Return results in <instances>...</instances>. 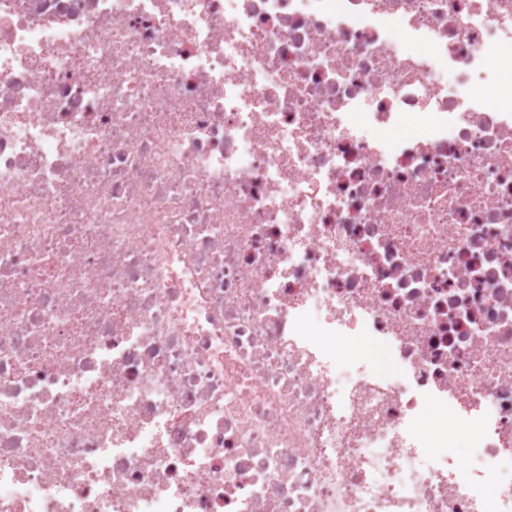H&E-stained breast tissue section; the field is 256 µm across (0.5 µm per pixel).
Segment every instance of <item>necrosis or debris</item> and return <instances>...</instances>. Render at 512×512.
I'll return each mask as SVG.
<instances>
[{
	"mask_svg": "<svg viewBox=\"0 0 512 512\" xmlns=\"http://www.w3.org/2000/svg\"><path fill=\"white\" fill-rule=\"evenodd\" d=\"M509 76L512 0H0V512H512Z\"/></svg>",
	"mask_w": 512,
	"mask_h": 512,
	"instance_id": "necrosis-or-debris-1",
	"label": "necrosis or debris"
}]
</instances>
